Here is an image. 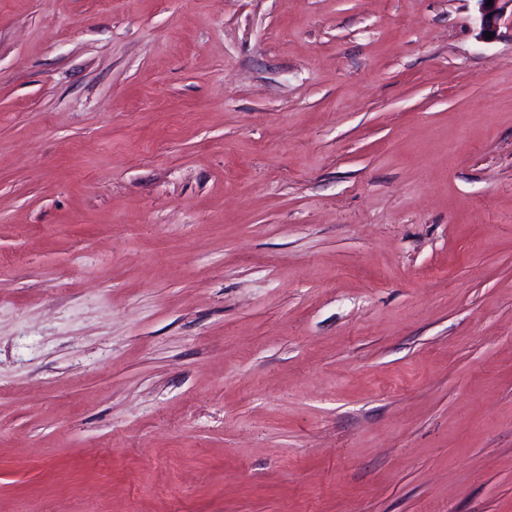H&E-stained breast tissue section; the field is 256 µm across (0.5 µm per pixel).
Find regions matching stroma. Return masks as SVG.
<instances>
[{
    "mask_svg": "<svg viewBox=\"0 0 512 512\" xmlns=\"http://www.w3.org/2000/svg\"><path fill=\"white\" fill-rule=\"evenodd\" d=\"M477 0H0V512H512V22Z\"/></svg>",
    "mask_w": 512,
    "mask_h": 512,
    "instance_id": "stroma-1",
    "label": "stroma"
}]
</instances>
